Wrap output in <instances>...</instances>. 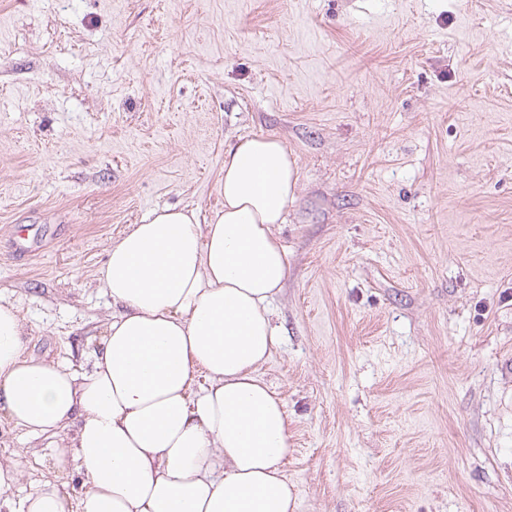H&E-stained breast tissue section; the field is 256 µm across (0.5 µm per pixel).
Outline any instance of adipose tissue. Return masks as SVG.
<instances>
[{
    "instance_id": "obj_1",
    "label": "adipose tissue",
    "mask_w": 512,
    "mask_h": 512,
    "mask_svg": "<svg viewBox=\"0 0 512 512\" xmlns=\"http://www.w3.org/2000/svg\"><path fill=\"white\" fill-rule=\"evenodd\" d=\"M220 187L208 223L164 207L111 244L100 282L116 311L92 372L27 356L25 323L0 300V413L57 437L86 478L75 500L37 481L18 512H294L285 404L258 370L279 341L288 261L272 228L297 159L277 137L245 139L225 149Z\"/></svg>"
}]
</instances>
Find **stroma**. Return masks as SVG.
I'll return each instance as SVG.
<instances>
[{
    "label": "stroma",
    "mask_w": 512,
    "mask_h": 512,
    "mask_svg": "<svg viewBox=\"0 0 512 512\" xmlns=\"http://www.w3.org/2000/svg\"><path fill=\"white\" fill-rule=\"evenodd\" d=\"M298 159L260 373L295 512H512V0H0V299L90 371L107 251L223 210L224 150ZM54 439L0 460L84 489Z\"/></svg>",
    "instance_id": "35a3bbf8"
}]
</instances>
